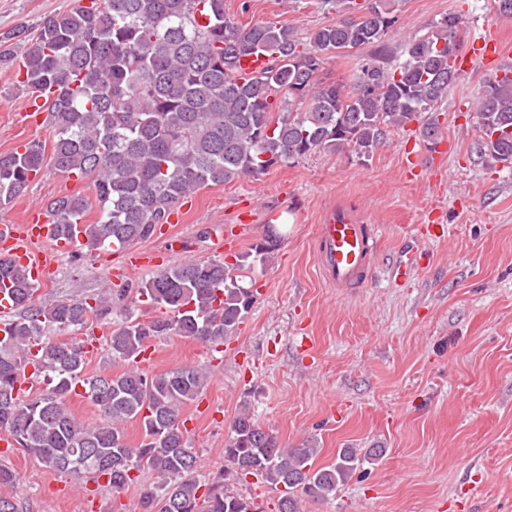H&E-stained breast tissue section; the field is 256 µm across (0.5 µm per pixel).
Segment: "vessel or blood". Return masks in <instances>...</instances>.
I'll return each instance as SVG.
<instances>
[{"mask_svg":"<svg viewBox=\"0 0 512 512\" xmlns=\"http://www.w3.org/2000/svg\"><path fill=\"white\" fill-rule=\"evenodd\" d=\"M504 50L496 36L489 35L475 42L454 60L458 71H469L474 63L485 70L502 74ZM254 205H238L235 223L216 226L214 234L232 250L248 239L253 230ZM49 216L46 209H36L31 222L0 224V249L19 260L34 282H42L46 266L30 254L29 243L47 240ZM380 228L365 223L348 207L327 209L315 227L316 264L325 283L332 288H355L366 283L368 273L380 255ZM159 257L149 250L127 251L123 254L122 271L151 270L157 267ZM430 259L424 251H408L395 264V275L408 280L412 270L427 267Z\"/></svg>","mask_w":512,"mask_h":512,"instance_id":"vessel-or-blood-1","label":"vessel or blood"}]
</instances>
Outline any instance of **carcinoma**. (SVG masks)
Here are the masks:
<instances>
[{"label": "carcinoma", "mask_w": 512, "mask_h": 512, "mask_svg": "<svg viewBox=\"0 0 512 512\" xmlns=\"http://www.w3.org/2000/svg\"><path fill=\"white\" fill-rule=\"evenodd\" d=\"M396 23L390 0H369L358 16H344L309 34L301 46L280 22L242 27L224 0H90L44 18L35 30L19 24L0 34V64L17 66L19 86L45 100L52 127L55 170L89 180L90 195L49 203L59 239L83 235L82 249L145 240L170 214L206 186L257 178L317 150L352 149L367 159L390 128L421 123L420 137L435 146L442 129L437 104L456 79L450 59L461 48L463 21L448 13L406 44L393 69L384 43ZM373 46L375 61L353 91L319 78L324 60ZM261 53L268 66L249 78L241 59ZM482 132L477 151L512 159V79L487 83L476 96ZM46 144L31 141L0 154V204L20 196L45 164ZM98 218L85 221L92 208ZM283 236L266 232L228 262L188 259L123 288L118 296L62 299L44 307L26 271L0 257V286L18 314L0 322V434L63 476L103 478L119 492L147 468L141 512H262L254 498L224 486L220 474L200 491L198 456L188 441L184 405L208 384L209 374L183 367L148 375L136 359L153 340L180 336L217 346L235 335L250 312L254 291L244 285L271 262ZM148 302L158 313L130 317L105 338L119 373L84 375L82 345L48 336L76 331L96 319L112 324L121 302ZM52 381L44 394L21 393L27 366ZM80 384L102 420L80 422L68 398ZM135 419L141 441H126L123 424ZM382 448H341L336 462L315 468L316 443L282 445L249 409L234 419L224 446L227 471L253 476L281 493L277 512H301V497L336 495Z\"/></svg>", "instance_id": "cac0c4a2"}]
</instances>
